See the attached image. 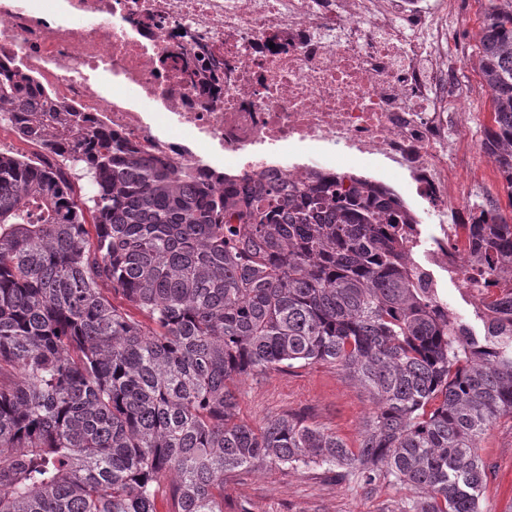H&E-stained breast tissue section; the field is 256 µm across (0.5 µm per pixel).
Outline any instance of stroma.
I'll return each mask as SVG.
<instances>
[{"label":"stroma","instance_id":"35a3bbf8","mask_svg":"<svg viewBox=\"0 0 512 512\" xmlns=\"http://www.w3.org/2000/svg\"><path fill=\"white\" fill-rule=\"evenodd\" d=\"M466 23L460 34L468 49L463 80L482 85L477 65L478 33L487 0H465ZM374 410L367 391L336 365L319 362L285 372L269 370L238 384L240 418L260 425L284 413L357 447L362 426ZM478 453L488 477L481 498L483 512H512V418H499L483 437ZM399 494L391 485L366 486L337 481L324 470L240 471L224 487V512L247 502L251 512H394Z\"/></svg>","mask_w":512,"mask_h":512}]
</instances>
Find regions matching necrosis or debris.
<instances>
[{"label":"necrosis or debris","mask_w":512,"mask_h":512,"mask_svg":"<svg viewBox=\"0 0 512 512\" xmlns=\"http://www.w3.org/2000/svg\"><path fill=\"white\" fill-rule=\"evenodd\" d=\"M460 0H0V53L142 151L227 177L363 179L392 194L424 288L476 305L503 279L470 240L492 197L465 170ZM222 62L204 87L198 61Z\"/></svg>","instance_id":"1"}]
</instances>
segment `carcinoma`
Returning <instances> with one entry per match:
<instances>
[{
  "label": "carcinoma",
  "mask_w": 512,
  "mask_h": 512,
  "mask_svg": "<svg viewBox=\"0 0 512 512\" xmlns=\"http://www.w3.org/2000/svg\"><path fill=\"white\" fill-rule=\"evenodd\" d=\"M478 65L483 148L512 200V0H488ZM0 104L54 159L0 153V512H157L161 496L224 512L228 478L268 467L387 483L397 512H481L476 449L512 417V292L477 337L411 278L408 227L365 181L217 190L7 57ZM472 236L488 269L512 265V224L489 213ZM317 362L377 406L357 447L296 416L239 417L241 377Z\"/></svg>",
  "instance_id": "carcinoma-1"
}]
</instances>
